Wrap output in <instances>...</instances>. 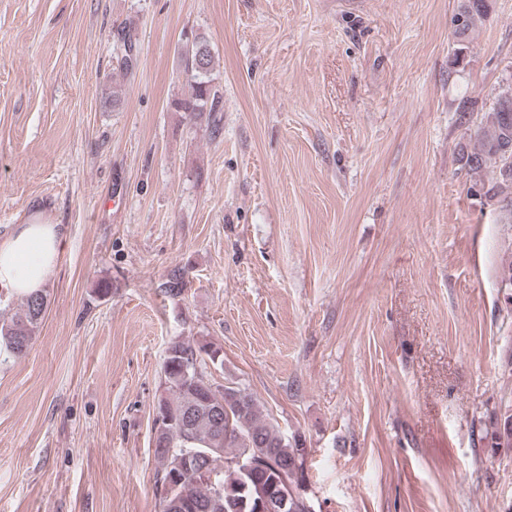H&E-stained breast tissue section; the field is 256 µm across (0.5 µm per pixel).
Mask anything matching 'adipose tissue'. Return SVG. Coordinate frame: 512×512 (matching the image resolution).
I'll list each match as a JSON object with an SVG mask.
<instances>
[{"label":"adipose tissue","mask_w":512,"mask_h":512,"mask_svg":"<svg viewBox=\"0 0 512 512\" xmlns=\"http://www.w3.org/2000/svg\"><path fill=\"white\" fill-rule=\"evenodd\" d=\"M62 225L43 217L18 225L0 239V288L24 297L42 291L61 257Z\"/></svg>","instance_id":"ef3b65f1"}]
</instances>
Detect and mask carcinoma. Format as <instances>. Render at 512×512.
Returning <instances> with one entry per match:
<instances>
[{
    "mask_svg": "<svg viewBox=\"0 0 512 512\" xmlns=\"http://www.w3.org/2000/svg\"><path fill=\"white\" fill-rule=\"evenodd\" d=\"M486 17V0H459L454 22H462L456 37L465 40ZM180 63L189 87L186 97L172 102L194 124L212 136L220 134L221 95L214 85V57L206 36L185 37ZM485 126L476 142L460 149L461 167L475 177L473 187L496 203L505 223L512 224V177L504 176L506 157L501 148L512 146V122L507 124L491 107L483 116ZM492 168L485 181L481 172ZM181 270H172L162 284L170 298L184 294ZM47 306V295L23 298L22 313L0 321V350L17 357L26 354ZM219 351L184 341L172 342L166 352L163 374L166 412L170 423L155 435L158 464L157 488L162 512H308L303 494L305 447L301 439L285 437L266 417L254 395L239 387L217 385L207 374L206 362H215ZM221 409L219 417L210 411ZM491 448L512 447V409L481 430ZM197 453L186 469L182 449ZM252 457L249 472L232 464L238 457ZM217 470L209 480L202 469Z\"/></svg>",
    "mask_w": 512,
    "mask_h": 512,
    "instance_id": "cac0c4a2",
    "label": "carcinoma"
}]
</instances>
